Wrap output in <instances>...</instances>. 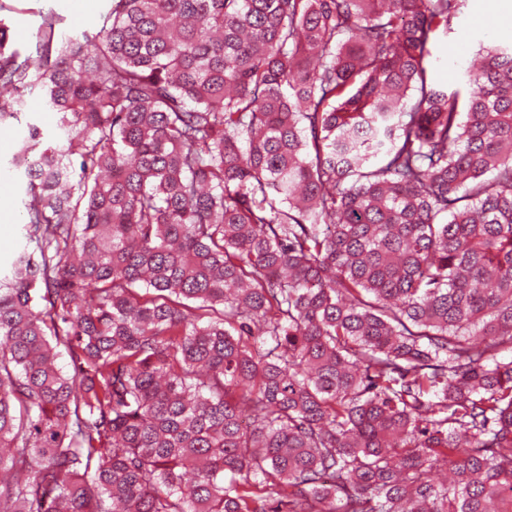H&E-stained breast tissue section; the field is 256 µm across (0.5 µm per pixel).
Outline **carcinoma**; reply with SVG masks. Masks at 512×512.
Listing matches in <instances>:
<instances>
[{
    "mask_svg": "<svg viewBox=\"0 0 512 512\" xmlns=\"http://www.w3.org/2000/svg\"><path fill=\"white\" fill-rule=\"evenodd\" d=\"M0 130V512H512V46L462 0H109ZM68 358L69 370L59 366ZM485 1L465 0L462 13L452 21L453 30L431 45L434 62L431 76L440 89L452 92L462 86L465 68L480 42L485 45L512 42V18L490 29L486 23ZM20 118L22 124L28 120H34L48 130L56 124V113L46 110L42 100L36 95L26 98V113L22 114ZM16 131V130H15ZM14 129L0 133V177L5 178L9 186L7 192L0 195V256L10 253L19 243L23 222L20 180L8 171V161L17 149ZM2 172V175H1Z\"/></svg>",
    "mask_w": 512,
    "mask_h": 512,
    "instance_id": "carcinoma-1",
    "label": "carcinoma"
}]
</instances>
